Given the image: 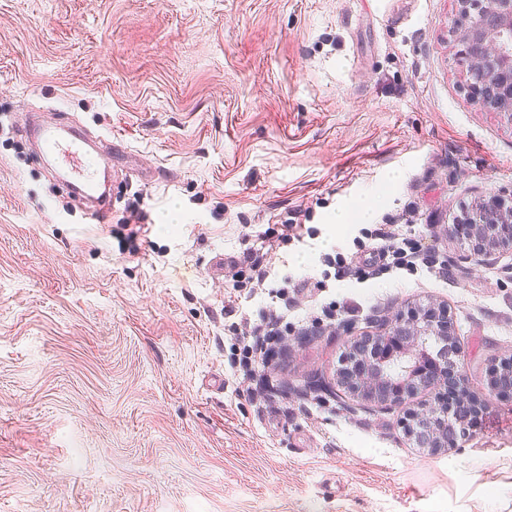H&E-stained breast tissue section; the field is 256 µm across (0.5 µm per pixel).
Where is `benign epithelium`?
Wrapping results in <instances>:
<instances>
[{"instance_id": "benign-epithelium-1", "label": "benign epithelium", "mask_w": 512, "mask_h": 512, "mask_svg": "<svg viewBox=\"0 0 512 512\" xmlns=\"http://www.w3.org/2000/svg\"><path fill=\"white\" fill-rule=\"evenodd\" d=\"M466 25L465 47L472 104L480 110L512 112V0H458ZM468 259L495 250L512 251V209L491 196L468 223L458 226ZM462 347L448 325V307L430 303L409 315L382 320L376 332L347 340L334 382L311 387L381 407L404 409L405 435L419 448L437 452L455 446L479 415L480 403L457 371ZM488 388L512 398V354L490 365ZM421 393L427 399L411 408Z\"/></svg>"}]
</instances>
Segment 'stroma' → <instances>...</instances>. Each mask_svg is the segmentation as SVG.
I'll return each mask as SVG.
<instances>
[{
	"mask_svg": "<svg viewBox=\"0 0 512 512\" xmlns=\"http://www.w3.org/2000/svg\"><path fill=\"white\" fill-rule=\"evenodd\" d=\"M457 0H0V512H512V256L467 260L463 211L512 194V116L469 100ZM121 141L88 223L21 134L30 114ZM415 218L451 275L302 291L269 399L228 362L236 290L215 256L310 210L270 287L319 277L330 217ZM148 222L128 237L133 206ZM446 303L484 402L457 447H417L401 409L314 392L348 332ZM487 385L494 396L512 399V353L490 365Z\"/></svg>",
	"mask_w": 512,
	"mask_h": 512,
	"instance_id": "stroma-1",
	"label": "stroma"
}]
</instances>
